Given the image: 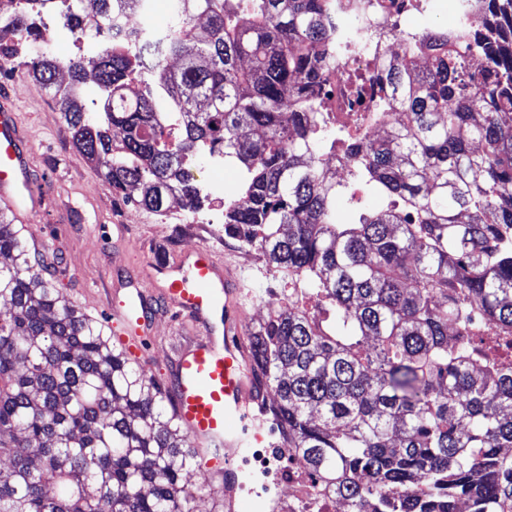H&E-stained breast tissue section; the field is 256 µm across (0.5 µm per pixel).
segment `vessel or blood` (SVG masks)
<instances>
[{
    "mask_svg": "<svg viewBox=\"0 0 512 512\" xmlns=\"http://www.w3.org/2000/svg\"><path fill=\"white\" fill-rule=\"evenodd\" d=\"M24 140L13 111H1L0 211L29 224L42 213L45 194L33 182ZM150 268L151 277L140 281L114 315L123 328L149 327L146 290L154 279L165 281L162 295L188 331L169 371L176 417L193 445L223 447L224 512H242L246 476L238 461L246 448L263 440L271 392L253 359L240 279L206 245Z\"/></svg>",
    "mask_w": 512,
    "mask_h": 512,
    "instance_id": "obj_1",
    "label": "vessel or blood"
}]
</instances>
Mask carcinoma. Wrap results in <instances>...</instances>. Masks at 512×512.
Returning <instances> with one entry per match:
<instances>
[{"label":"carcinoma","instance_id":"1","mask_svg":"<svg viewBox=\"0 0 512 512\" xmlns=\"http://www.w3.org/2000/svg\"><path fill=\"white\" fill-rule=\"evenodd\" d=\"M55 1L72 34L105 42L134 2L42 0ZM172 7L139 96V57L116 43L89 67L31 59L47 87L92 69L106 92L102 123L63 97L77 148L111 156L112 190L157 215L199 212L200 164L239 165L218 231L288 276V305L252 329V353L270 427L322 500L512 512V0H488L464 52L398 33L374 108L393 122L370 138L319 118L336 66L328 0ZM30 9L11 29L33 42ZM336 150L353 157L343 181L321 169ZM340 202L354 223L336 222ZM26 232L0 216V512H197L204 498L224 512L147 362L66 297ZM314 295L320 319L301 305Z\"/></svg>","mask_w":512,"mask_h":512}]
</instances>
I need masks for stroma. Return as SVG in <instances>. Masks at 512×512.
Instances as JSON below:
<instances>
[{"label":"stroma","mask_w":512,"mask_h":512,"mask_svg":"<svg viewBox=\"0 0 512 512\" xmlns=\"http://www.w3.org/2000/svg\"><path fill=\"white\" fill-rule=\"evenodd\" d=\"M13 61L0 69V105L11 106L30 137L33 174L49 192L44 212L28 226L29 242L46 247L50 271L70 300L89 315L110 319L111 299L126 283L144 277L151 262L173 257L181 249L209 245L219 261L241 263L238 242L218 238L203 209L197 234L183 225L162 223L113 192L100 172L74 145L73 132L61 115V99L28 72L29 52L21 42H7ZM251 321L278 308L288 292L282 276L267 273L261 256L244 264ZM184 335L164 304L155 307V325L142 358L156 376L166 377L173 351ZM250 490L245 512H258L259 502L287 504L286 489L274 484L267 469L248 464Z\"/></svg>","instance_id":"1"}]
</instances>
